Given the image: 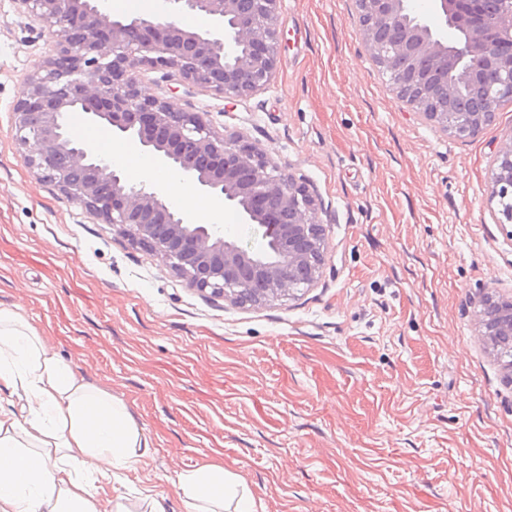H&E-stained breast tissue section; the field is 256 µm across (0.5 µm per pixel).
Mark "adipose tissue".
Instances as JSON below:
<instances>
[{
	"instance_id": "obj_1",
	"label": "adipose tissue",
	"mask_w": 512,
	"mask_h": 512,
	"mask_svg": "<svg viewBox=\"0 0 512 512\" xmlns=\"http://www.w3.org/2000/svg\"><path fill=\"white\" fill-rule=\"evenodd\" d=\"M0 512H100L87 480H119L150 453L126 404L51 353L19 313L0 309ZM187 512H258L239 475L207 463L178 475Z\"/></svg>"
}]
</instances>
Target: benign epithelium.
Segmentation results:
<instances>
[{
    "label": "benign epithelium",
    "mask_w": 512,
    "mask_h": 512,
    "mask_svg": "<svg viewBox=\"0 0 512 512\" xmlns=\"http://www.w3.org/2000/svg\"><path fill=\"white\" fill-rule=\"evenodd\" d=\"M171 2L200 25L185 27L172 14L111 19L102 0H16L59 46L14 107L21 156L210 300L239 307L294 298L323 276L329 240L319 195L244 132L220 134L199 113L140 88L148 69L167 72L172 94L188 83L234 101L265 88L276 71L280 0ZM434 11L428 20L409 0H355L366 54L397 98L444 135L473 139L512 99V0H434ZM440 22L455 39L440 33ZM76 118L137 141L161 167L259 226L267 248L247 250L215 224L192 223L156 186L130 183L121 167L71 136L66 124ZM511 199L512 128L487 189L501 224H512ZM479 322L493 351L512 350V292L484 296Z\"/></svg>",
    "instance_id": "obj_1"
}]
</instances>
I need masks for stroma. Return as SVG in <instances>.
<instances>
[{"instance_id":"1","label":"stroma","mask_w":512,"mask_h":512,"mask_svg":"<svg viewBox=\"0 0 512 512\" xmlns=\"http://www.w3.org/2000/svg\"><path fill=\"white\" fill-rule=\"evenodd\" d=\"M273 81L145 94L239 130L324 203L317 287L213 302L23 162L13 109L55 40L0 0V308L121 399L152 443L118 491L185 512L178 473L220 462L260 512H512V386L480 297L512 290V229L487 203L512 101L475 139L444 136L364 55L353 0H281ZM101 512L115 489L97 482Z\"/></svg>"}]
</instances>
